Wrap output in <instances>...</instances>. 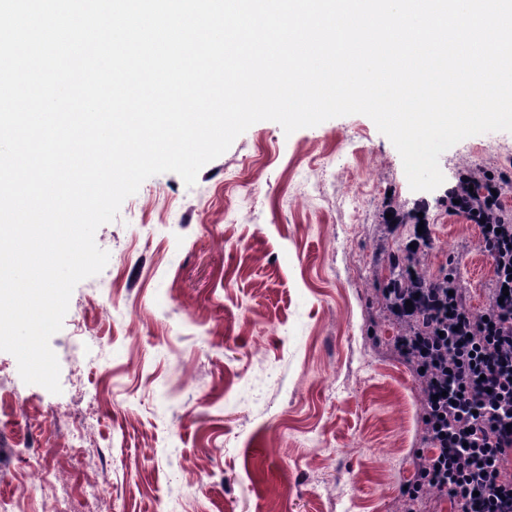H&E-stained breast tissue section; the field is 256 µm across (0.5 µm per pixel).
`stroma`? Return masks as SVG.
Returning a JSON list of instances; mask_svg holds the SVG:
<instances>
[{
    "label": "stroma",
    "instance_id": "35a3bbf8",
    "mask_svg": "<svg viewBox=\"0 0 512 512\" xmlns=\"http://www.w3.org/2000/svg\"><path fill=\"white\" fill-rule=\"evenodd\" d=\"M505 151L512 132L465 138L440 156L443 185L414 191L367 116L289 135L265 120L194 186L146 179L97 229L109 262L75 286L50 339L61 393L0 352V497L38 461L54 481L107 487L83 512H398L425 445L422 388L393 349L372 258L417 227L382 213L419 209L427 272L457 261L465 306L484 304L492 266L448 190L489 167L512 209Z\"/></svg>",
    "mask_w": 512,
    "mask_h": 512
}]
</instances>
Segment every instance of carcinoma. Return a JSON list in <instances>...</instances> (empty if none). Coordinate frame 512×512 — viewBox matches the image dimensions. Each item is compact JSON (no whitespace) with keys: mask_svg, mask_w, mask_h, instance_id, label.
Returning <instances> with one entry per match:
<instances>
[{"mask_svg":"<svg viewBox=\"0 0 512 512\" xmlns=\"http://www.w3.org/2000/svg\"><path fill=\"white\" fill-rule=\"evenodd\" d=\"M503 187L490 170L467 169L458 174L455 185L448 190V208L466 214L475 224H512V210L500 200ZM386 212L392 218L383 219L385 224H418V211L407 210L400 203L388 205ZM375 261H384L393 277L381 291V307L387 309L393 296L406 288H446L448 275L455 273L457 264L448 263V271L436 277L429 276L423 268L419 252L407 247L383 248L375 254Z\"/></svg>","mask_w":512,"mask_h":512,"instance_id":"1","label":"carcinoma"}]
</instances>
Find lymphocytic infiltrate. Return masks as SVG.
Instances as JSON below:
<instances>
[{"label":"lymphocytic infiltrate","mask_w":512,"mask_h":512,"mask_svg":"<svg viewBox=\"0 0 512 512\" xmlns=\"http://www.w3.org/2000/svg\"><path fill=\"white\" fill-rule=\"evenodd\" d=\"M480 246L493 266L492 286L479 315L466 311L460 280L452 301L433 296L392 307L395 323L448 324L443 337L400 336L396 352L430 398L424 404L427 451L416 452V479L401 493L400 512H415L437 489L461 512H512V225L484 229Z\"/></svg>","instance_id":"f902f5d3"}]
</instances>
